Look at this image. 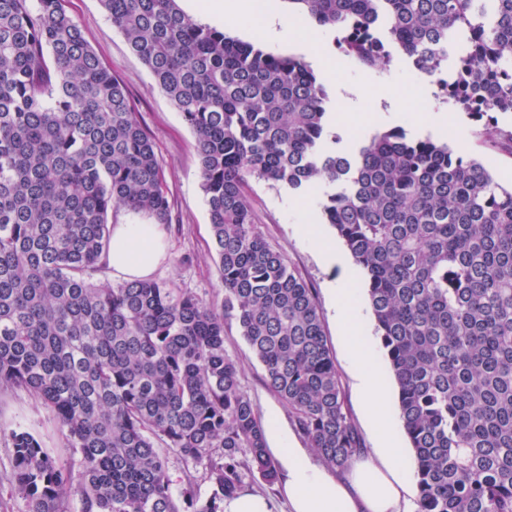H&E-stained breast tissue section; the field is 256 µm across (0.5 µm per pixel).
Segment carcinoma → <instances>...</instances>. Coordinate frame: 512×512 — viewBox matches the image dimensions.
I'll return each mask as SVG.
<instances>
[{
	"label": "carcinoma",
	"mask_w": 512,
	"mask_h": 512,
	"mask_svg": "<svg viewBox=\"0 0 512 512\" xmlns=\"http://www.w3.org/2000/svg\"><path fill=\"white\" fill-rule=\"evenodd\" d=\"M363 68L394 52L507 142L512 0H288ZM196 138L224 309L152 279L96 283L116 208L168 224L163 165L125 86L61 0H0V391L52 409L70 457L10 432L28 512H224L278 468L224 353L231 320L329 468L363 451L313 289L258 231L252 180L324 195L361 270L398 389L418 512H512V186L446 140L394 127L325 148L328 96L303 58L197 23L176 0H102ZM205 463L177 503L167 456Z\"/></svg>",
	"instance_id": "obj_1"
}]
</instances>
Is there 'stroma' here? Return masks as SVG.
Wrapping results in <instances>:
<instances>
[{
  "label": "stroma",
  "mask_w": 512,
  "mask_h": 512,
  "mask_svg": "<svg viewBox=\"0 0 512 512\" xmlns=\"http://www.w3.org/2000/svg\"><path fill=\"white\" fill-rule=\"evenodd\" d=\"M62 6L79 24L102 64L125 86L163 162L172 221L163 227L168 248L165 260L153 274L154 280L193 292L211 306L222 308L224 289L212 248L192 130L149 69L130 51L124 36L113 27L101 0H62ZM310 31L324 59L336 64L335 79L325 80L324 85L330 98L329 129L336 132L342 144L365 142L383 129L400 126L412 138H448L454 150L482 162L502 183L512 184V151L478 135L475 123L443 103L436 82L416 75L405 58H396L391 68L383 72L365 69L336 52L334 35L328 29L314 25ZM432 112L445 113L447 123L438 125L429 120ZM329 190V185L322 183L308 195L300 196L254 181L247 190V200L265 240L272 248L283 251L290 266L315 290L341 378L344 409L365 450L370 451L377 447L378 440L368 425L351 361L340 345L341 328L333 317L328 293L342 267L352 268L355 285H362L363 276L355 270L344 245H337L340 263L331 267L298 232L299 225L319 223V202ZM224 352L239 366L240 388L253 401L259 417L276 410L283 428L293 430L287 405L266 388L261 362L232 321L226 324ZM14 430L33 434L52 452L63 455L68 448L66 435L47 406L23 389L1 393L0 512H27L26 501L7 480L12 465L9 434Z\"/></svg>",
  "instance_id": "obj_1"
}]
</instances>
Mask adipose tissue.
Here are the masks:
<instances>
[{
    "instance_id": "ef3b65f1",
    "label": "adipose tissue",
    "mask_w": 512,
    "mask_h": 512,
    "mask_svg": "<svg viewBox=\"0 0 512 512\" xmlns=\"http://www.w3.org/2000/svg\"><path fill=\"white\" fill-rule=\"evenodd\" d=\"M191 7L210 19L260 17L270 45L275 47L299 35L288 14L272 9L266 0H193ZM164 255L160 225L150 221L113 225L107 253L113 276L128 282L146 278ZM348 282L347 275H340L337 287L331 288L332 310L344 325L341 343L351 358L380 448L355 459L347 472L339 475L314 462L308 450L282 428L276 412L267 414L265 437L280 465L289 512H416L412 479L401 463L384 404L382 372L369 337L361 332L358 291Z\"/></svg>"
}]
</instances>
